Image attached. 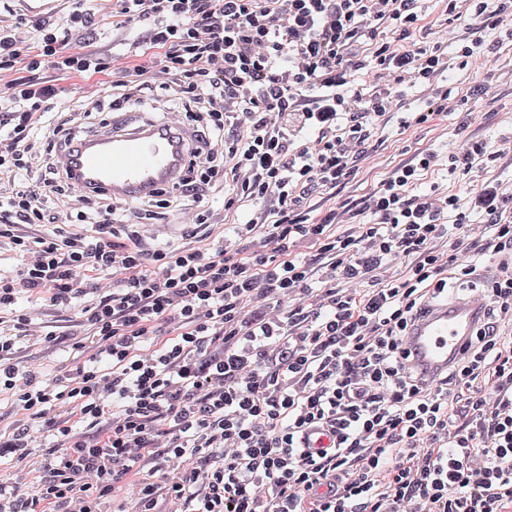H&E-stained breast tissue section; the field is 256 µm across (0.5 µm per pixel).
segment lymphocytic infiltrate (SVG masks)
<instances>
[{"mask_svg": "<svg viewBox=\"0 0 512 512\" xmlns=\"http://www.w3.org/2000/svg\"><path fill=\"white\" fill-rule=\"evenodd\" d=\"M70 2L63 17L33 19V42L0 26V72L12 75L0 88V183L10 187L0 240L21 260L0 273V309L23 292L71 306L100 274L116 286L82 307L95 353L54 386L20 376L15 341L0 336V393L54 438L32 493L0 491V512H101L129 482L137 512H158L162 497L181 512H512V342L500 333L512 319V199L481 189L471 208L492 235L466 239L457 196L440 207L409 192L436 160L428 152L383 181L358 233L336 234L335 213L313 222L305 209L355 172L375 121L401 102L397 86L373 90L348 72L412 87L442 72L439 48L380 39L392 24L410 37L418 0H115L112 43L135 35L142 57L121 68L72 48L73 31L99 21ZM362 38L375 44L366 60ZM114 71L112 109L165 100L198 129L180 181L148 198L140 223L188 200L198 224L211 223L204 192L218 185L225 210L247 214L238 235L261 231L258 246L150 250L109 197L90 212L69 204L76 187L55 156L102 108L79 99L51 111L63 92L54 77ZM446 210L455 223H442ZM22 224L48 230L27 235ZM442 238L444 259L433 247ZM489 253L504 263L485 282L490 306L466 359L419 382L402 347L412 318L447 293L446 269L472 274ZM396 256L409 259L407 278L373 287ZM298 293L310 303L291 304ZM255 296L274 316H246ZM60 403L84 432L51 417ZM316 435L328 446L313 447ZM159 460L179 465L162 484L141 475Z\"/></svg>", "mask_w": 512, "mask_h": 512, "instance_id": "lymphocytic-infiltrate-1", "label": "lymphocytic infiltrate"}]
</instances>
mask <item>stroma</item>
Listing matches in <instances>:
<instances>
[{
	"label": "stroma",
	"instance_id": "35a3bbf8",
	"mask_svg": "<svg viewBox=\"0 0 512 512\" xmlns=\"http://www.w3.org/2000/svg\"><path fill=\"white\" fill-rule=\"evenodd\" d=\"M450 4L455 7L457 20L446 15ZM475 7L474 0H419L418 20L410 42L423 48L441 44L448 67L434 83L449 90L448 108L432 114L426 123L407 128L396 113L380 117L358 173L341 181L336 189L315 194L311 219H318L325 210L341 207L346 214L335 224L336 233L357 230L372 219L367 209L369 197L399 166L413 161L423 151L444 156L480 140L488 143L491 157L476 159L464 174L448 173L441 164L420 171L413 193L436 199L455 195L464 206L488 184L496 186L501 195L512 196V40L499 38L492 19L475 16ZM476 40L482 44L481 54L464 57L462 47ZM194 213L193 205L186 204L158 216V223L169 225L170 230L158 238L144 239V246L153 250L191 244L194 225L189 218ZM16 309L29 316L28 335L15 336L13 311L7 310L0 311V332L14 335L13 361L20 371L48 379L63 374L77 360L89 358L90 349L73 348L75 342L86 341L89 334L77 307L52 306L23 293ZM49 330L63 335V342H46L44 334ZM49 446L48 439L37 438L22 459L0 463V485L21 495L31 493Z\"/></svg>",
	"mask_w": 512,
	"mask_h": 512
}]
</instances>
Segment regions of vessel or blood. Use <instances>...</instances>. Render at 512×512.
I'll list each match as a JSON object with an SVG mask.
<instances>
[{
	"instance_id": "obj_1",
	"label": "vessel or blood",
	"mask_w": 512,
	"mask_h": 512,
	"mask_svg": "<svg viewBox=\"0 0 512 512\" xmlns=\"http://www.w3.org/2000/svg\"><path fill=\"white\" fill-rule=\"evenodd\" d=\"M192 145L191 132L179 124L177 114L169 113L83 138L74 148L60 151L56 163L83 192L104 193L126 202L176 184L182 174V157ZM486 308L478 296L427 305L404 338L413 371L428 382L460 361L483 323Z\"/></svg>"
}]
</instances>
